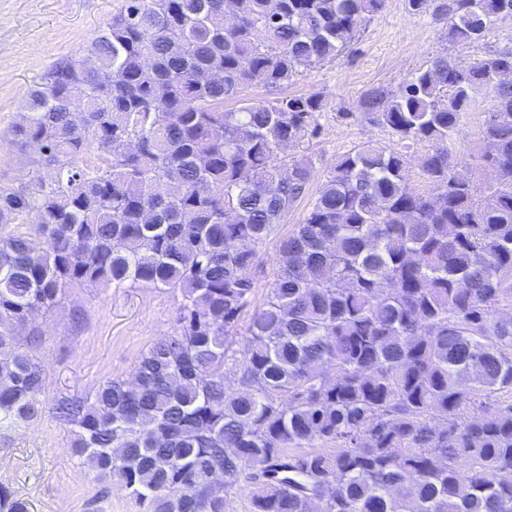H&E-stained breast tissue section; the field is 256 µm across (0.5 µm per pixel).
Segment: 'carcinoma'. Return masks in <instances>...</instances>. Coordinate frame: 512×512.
Wrapping results in <instances>:
<instances>
[{
  "mask_svg": "<svg viewBox=\"0 0 512 512\" xmlns=\"http://www.w3.org/2000/svg\"><path fill=\"white\" fill-rule=\"evenodd\" d=\"M386 2L124 0L92 58L54 64L15 135L56 177L0 190V224L35 216L0 234L1 420L42 416L30 321L66 290L178 288L180 328L132 376L55 407L82 466L142 512H227L242 479L249 512H512V401L497 397L512 318H496L512 298V80L497 79L512 46L365 94L361 116L429 144L435 194L413 190L395 148L345 154L255 304L258 247L312 177L308 157L286 175L272 160L316 134L321 101L224 100L335 61ZM407 4L458 44L512 18V0ZM480 90L494 179L478 194L448 140ZM0 512H28L2 483Z\"/></svg>",
  "mask_w": 512,
  "mask_h": 512,
  "instance_id": "obj_1",
  "label": "carcinoma"
}]
</instances>
